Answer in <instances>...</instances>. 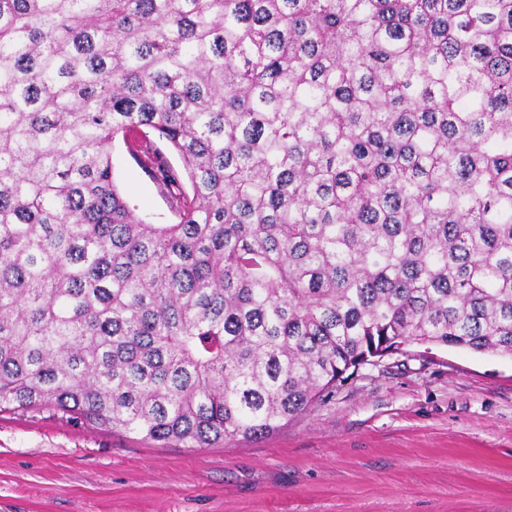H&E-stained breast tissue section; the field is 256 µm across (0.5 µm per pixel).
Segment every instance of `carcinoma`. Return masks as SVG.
<instances>
[{"instance_id": "1", "label": "carcinoma", "mask_w": 512, "mask_h": 512, "mask_svg": "<svg viewBox=\"0 0 512 512\" xmlns=\"http://www.w3.org/2000/svg\"><path fill=\"white\" fill-rule=\"evenodd\" d=\"M411 344L512 356V0H0V412L222 448ZM112 161L116 182L139 215L155 224L178 222L172 198L178 190L149 176L130 156L121 137L113 144Z\"/></svg>"}]
</instances>
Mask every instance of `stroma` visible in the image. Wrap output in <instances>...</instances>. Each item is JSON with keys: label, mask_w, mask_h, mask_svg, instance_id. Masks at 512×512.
<instances>
[{"label": "stroma", "mask_w": 512, "mask_h": 512, "mask_svg": "<svg viewBox=\"0 0 512 512\" xmlns=\"http://www.w3.org/2000/svg\"><path fill=\"white\" fill-rule=\"evenodd\" d=\"M112 161L139 215L176 223L173 189L123 140ZM0 512H512V358L410 345L221 448L2 413Z\"/></svg>", "instance_id": "obj_1"}]
</instances>
